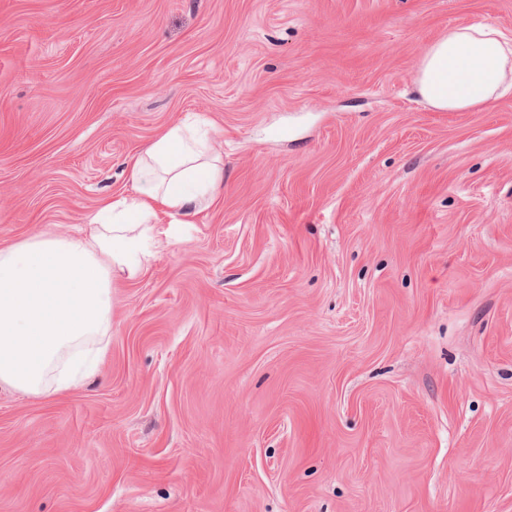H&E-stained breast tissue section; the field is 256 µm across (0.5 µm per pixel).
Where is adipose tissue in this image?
<instances>
[{
    "mask_svg": "<svg viewBox=\"0 0 512 512\" xmlns=\"http://www.w3.org/2000/svg\"><path fill=\"white\" fill-rule=\"evenodd\" d=\"M420 97L442 112L490 106L512 91V40L494 25L449 28L420 60ZM133 196L104 202L78 237L37 234L0 248V384L66 392L93 377L112 329V275L155 255L158 211L187 217L224 180L207 137L176 124L132 165Z\"/></svg>",
    "mask_w": 512,
    "mask_h": 512,
    "instance_id": "obj_1",
    "label": "adipose tissue"
}]
</instances>
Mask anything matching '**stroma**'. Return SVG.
<instances>
[{
    "label": "stroma",
    "mask_w": 512,
    "mask_h": 512,
    "mask_svg": "<svg viewBox=\"0 0 512 512\" xmlns=\"http://www.w3.org/2000/svg\"><path fill=\"white\" fill-rule=\"evenodd\" d=\"M475 23L512 0H0V247L172 125L224 159L96 378L0 385V512H512V95L414 83Z\"/></svg>",
    "instance_id": "obj_1"
}]
</instances>
